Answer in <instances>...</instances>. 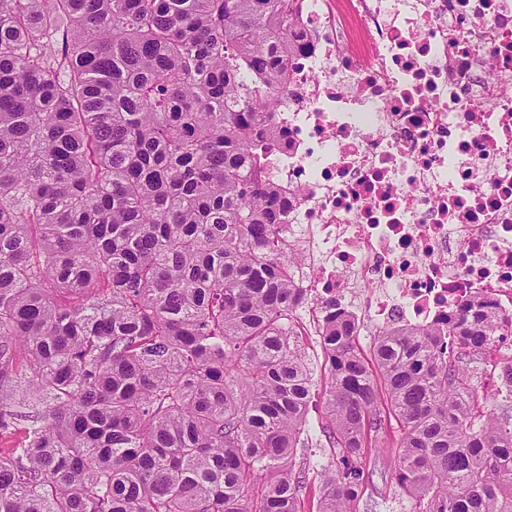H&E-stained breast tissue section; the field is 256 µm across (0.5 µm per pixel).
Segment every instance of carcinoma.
Masks as SVG:
<instances>
[{
	"label": "carcinoma",
	"instance_id": "cac0c4a2",
	"mask_svg": "<svg viewBox=\"0 0 512 512\" xmlns=\"http://www.w3.org/2000/svg\"><path fill=\"white\" fill-rule=\"evenodd\" d=\"M293 0H0V512H303L312 372L264 173ZM321 330L319 512H358L397 424L410 512H512V394L480 410L491 306ZM24 362V375L17 373Z\"/></svg>",
	"mask_w": 512,
	"mask_h": 512
}]
</instances>
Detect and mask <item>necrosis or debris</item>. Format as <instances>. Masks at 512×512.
<instances>
[{"label":"necrosis or debris","instance_id":"1","mask_svg":"<svg viewBox=\"0 0 512 512\" xmlns=\"http://www.w3.org/2000/svg\"><path fill=\"white\" fill-rule=\"evenodd\" d=\"M265 156L311 327L512 315V0H294Z\"/></svg>","mask_w":512,"mask_h":512}]
</instances>
